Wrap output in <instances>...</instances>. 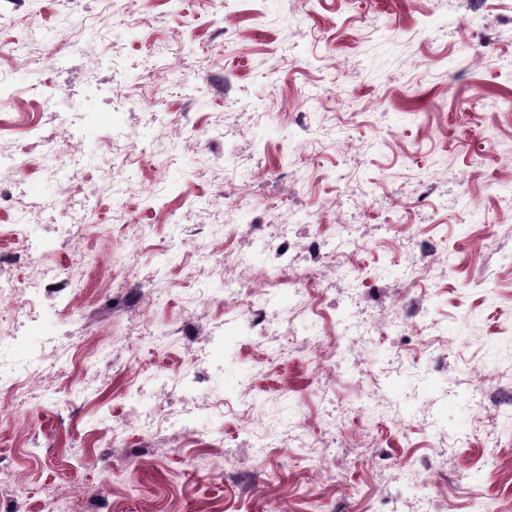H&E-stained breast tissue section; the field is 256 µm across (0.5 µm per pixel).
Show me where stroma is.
<instances>
[{
	"label": "stroma",
	"instance_id": "35a3bbf8",
	"mask_svg": "<svg viewBox=\"0 0 512 512\" xmlns=\"http://www.w3.org/2000/svg\"><path fill=\"white\" fill-rule=\"evenodd\" d=\"M44 17L39 61L24 76L10 112L0 115V149L26 143L30 99L55 79L60 19L83 45L79 77L113 78L124 101L126 154L105 138L63 146L51 162L32 158L10 178L18 197L37 190L50 210L82 216L85 196L112 211L134 202L127 232L78 224L64 250L0 268L50 316L57 332L46 352L58 362L24 406L0 393V470L28 481L0 494L10 512H43L45 488L80 493L77 512H416L410 472L434 475L430 492L444 512H512V426L491 429L484 408L464 400L478 374L512 379V0H31ZM449 19L435 31L430 15ZM301 57L293 68L289 59ZM430 183L428 205L413 208ZM254 195L241 227L264 225L276 240L280 218L307 217L329 234L365 243L344 278L326 265V300L342 289L385 285L365 301L378 332L354 354L368 376L306 377L299 351L308 331L321 341L335 320L274 319L255 353L232 350L196 361L189 340L159 344L133 335L130 316L144 297L156 332L188 331L235 316L224 283L241 268L266 269L250 236L233 249L239 262L215 272L224 250L213 230L240 192ZM419 228L436 251L425 281L429 351L392 330V311L408 296L412 257L400 227ZM134 257L130 291L112 286V260ZM85 255L71 264L72 255ZM70 263L60 287L55 269ZM209 295L191 319L188 300ZM154 378L145 413L172 419L151 439L112 426L128 402L131 374ZM200 371L192 400L215 406L225 391L257 404L260 424L241 429L236 409H214L209 425L224 445L203 453L174 417L183 400L174 379ZM364 408V428L327 425L328 400ZM332 460L318 480L279 445L297 420ZM268 444L255 456L243 440ZM383 455L377 475L360 458ZM261 484L248 498L241 487Z\"/></svg>",
	"mask_w": 512,
	"mask_h": 512
}]
</instances>
